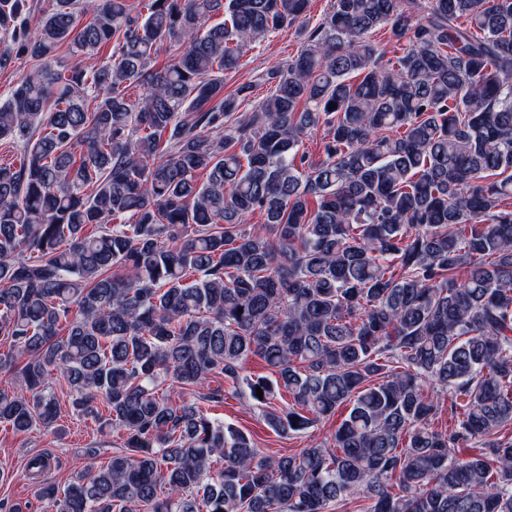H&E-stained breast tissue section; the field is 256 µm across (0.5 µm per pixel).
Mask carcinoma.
I'll return each mask as SVG.
<instances>
[{
    "mask_svg": "<svg viewBox=\"0 0 512 512\" xmlns=\"http://www.w3.org/2000/svg\"><path fill=\"white\" fill-rule=\"evenodd\" d=\"M50 2L0 0V70L40 60L0 96L20 152L0 162V372L21 379L0 424L54 425L63 381L124 444L41 500L512 512V0H334L313 26L309 0ZM292 27L301 50L240 111L249 87L226 95L224 76ZM164 42L180 52L156 69ZM254 357L269 374L242 375ZM226 383L282 437L350 409L329 439L264 456L172 397L222 403Z\"/></svg>",
    "mask_w": 512,
    "mask_h": 512,
    "instance_id": "obj_1",
    "label": "carcinoma"
}]
</instances>
